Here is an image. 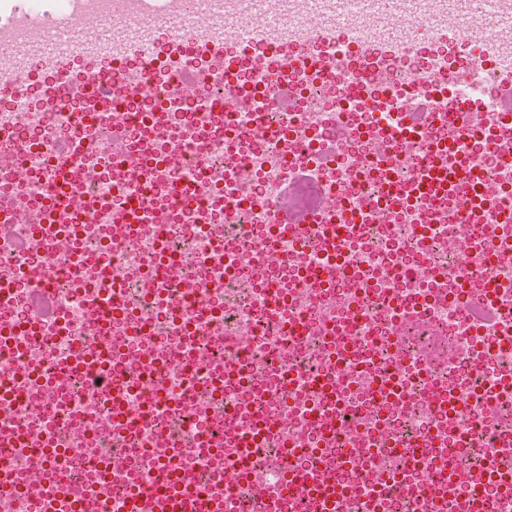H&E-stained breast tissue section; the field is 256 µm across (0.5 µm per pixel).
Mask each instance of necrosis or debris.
<instances>
[{
  "mask_svg": "<svg viewBox=\"0 0 512 512\" xmlns=\"http://www.w3.org/2000/svg\"><path fill=\"white\" fill-rule=\"evenodd\" d=\"M255 27L224 46L226 65L193 57L199 72L184 96L177 72L155 46L141 58L104 54L72 70L63 100L14 94L0 107V159L16 176L0 179V212L22 245L0 242V512H36L34 490L66 472L88 487L103 512H126L130 491L153 479L152 445L168 436L165 462L198 476L189 491L223 488V512H259L254 488L277 490L282 448L319 447L309 415L334 405L349 432L331 449L341 489L336 512H425L448 496L459 512H512V121L470 111L491 95L458 70L485 67L452 45L470 18L443 0L389 19L416 26L419 41L388 60L379 79L343 43L309 38L303 16L263 10ZM289 29L272 45L267 31ZM253 44L251 55L239 41ZM315 61L296 82L297 106L282 111L275 91L289 58ZM111 74L108 101L91 108L86 72ZM427 100L447 123L408 129L402 114ZM270 129L258 130L256 115ZM125 132L113 156V121ZM344 129L335 146L330 126ZM74 145L60 190L76 199L62 218L55 254L38 242L29 212L46 206L54 148ZM435 165L460 172L450 193L424 191ZM255 179L241 185L238 166ZM317 167L333 187L329 223L356 231L337 252L278 227L283 181ZM166 270L157 282L154 268ZM337 275L321 283L308 270ZM498 286L494 324H475L481 282ZM278 286L270 305L267 284ZM48 289L70 327L56 336L31 328L30 298ZM304 321V336L277 325ZM236 337L214 343L216 332ZM334 381L335 400L310 388ZM389 384L390 397L376 395ZM452 390L457 403L438 402ZM276 424L258 435L251 470L226 467L241 433L256 432V411ZM448 447V471L415 448ZM398 494L378 498L383 483Z\"/></svg>",
  "mask_w": 512,
  "mask_h": 512,
  "instance_id": "1",
  "label": "necrosis or debris"
}]
</instances>
